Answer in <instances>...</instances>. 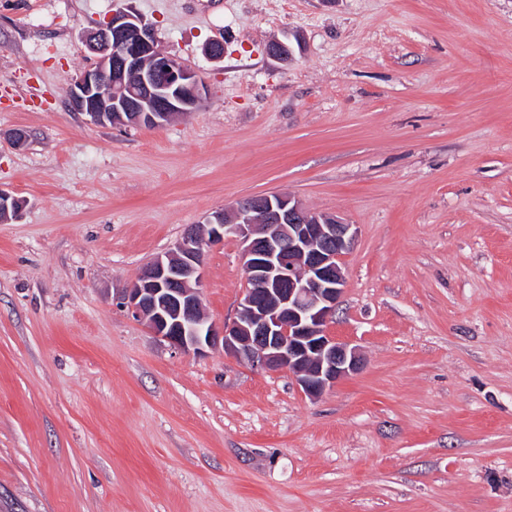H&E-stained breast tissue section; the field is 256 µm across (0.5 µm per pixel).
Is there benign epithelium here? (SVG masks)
<instances>
[{"instance_id":"benign-epithelium-1","label":"benign epithelium","mask_w":512,"mask_h":512,"mask_svg":"<svg viewBox=\"0 0 512 512\" xmlns=\"http://www.w3.org/2000/svg\"><path fill=\"white\" fill-rule=\"evenodd\" d=\"M87 47L95 63L72 80L69 104L94 124L156 127L202 97L196 75L162 51L149 25L126 7L112 10ZM24 206L0 189V214L16 219ZM203 228L201 237L190 227L173 250L147 263L121 307L178 352L220 350L256 369L285 371L310 397L360 370L357 349L328 331L356 225L273 193L243 198L207 216ZM227 237L242 246L248 287L236 316L217 328L202 312L203 259Z\"/></svg>"}]
</instances>
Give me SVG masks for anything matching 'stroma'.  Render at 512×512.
Returning a JSON list of instances; mask_svg holds the SVG:
<instances>
[{
    "label": "stroma",
    "mask_w": 512,
    "mask_h": 512,
    "mask_svg": "<svg viewBox=\"0 0 512 512\" xmlns=\"http://www.w3.org/2000/svg\"><path fill=\"white\" fill-rule=\"evenodd\" d=\"M114 4L0 0V512H512V0H129L206 88L155 128L69 105ZM267 193L358 227L316 399L119 305ZM245 286L208 249V320Z\"/></svg>",
    "instance_id": "stroma-1"
}]
</instances>
